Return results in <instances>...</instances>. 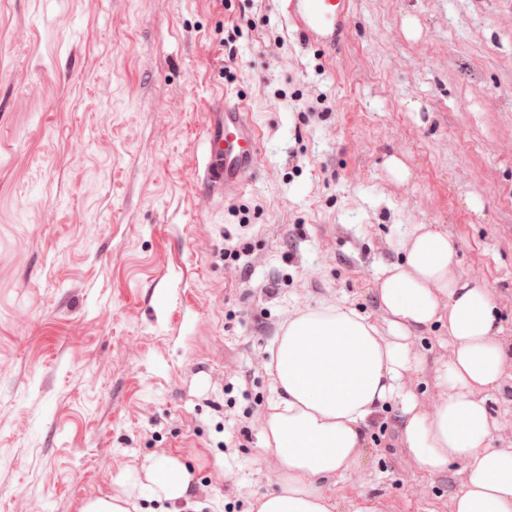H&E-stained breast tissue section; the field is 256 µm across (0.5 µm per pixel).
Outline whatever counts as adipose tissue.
<instances>
[{
	"mask_svg": "<svg viewBox=\"0 0 512 512\" xmlns=\"http://www.w3.org/2000/svg\"><path fill=\"white\" fill-rule=\"evenodd\" d=\"M456 255L448 233L414 228L403 262L377 278L390 337L346 305L310 308L288 320L268 364L275 396L261 421V451L278 459L280 473L255 512H334L337 478L357 463L370 422L392 403L422 470L461 466L452 512H512V448L494 447L491 429V402L503 392L512 351L501 339L491 288L454 276ZM442 321L450 354L427 409L405 383L424 365L411 341ZM192 481L180 457L162 455L120 471L111 492L85 499L81 512H182Z\"/></svg>",
	"mask_w": 512,
	"mask_h": 512,
	"instance_id": "adipose-tissue-1",
	"label": "adipose tissue"
}]
</instances>
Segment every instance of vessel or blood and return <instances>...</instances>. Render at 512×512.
<instances>
[{
    "label": "vessel or blood",
    "instance_id": "vessel-or-blood-1",
    "mask_svg": "<svg viewBox=\"0 0 512 512\" xmlns=\"http://www.w3.org/2000/svg\"><path fill=\"white\" fill-rule=\"evenodd\" d=\"M353 0H281L282 11L306 47H334L349 27ZM204 161L198 180L210 198L237 196L250 185L260 159V141L239 103L218 101L207 114Z\"/></svg>",
    "mask_w": 512,
    "mask_h": 512
}]
</instances>
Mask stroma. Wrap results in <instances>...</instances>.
<instances>
[{"label": "stroma", "instance_id": "stroma-1", "mask_svg": "<svg viewBox=\"0 0 512 512\" xmlns=\"http://www.w3.org/2000/svg\"><path fill=\"white\" fill-rule=\"evenodd\" d=\"M223 95L259 126L261 165L206 205ZM420 224L492 288L511 345L512 0H355L334 49L301 46L279 0H0V512H79L169 453L194 472L190 512H253L279 469L246 416L274 397L256 357L322 305L390 336L377 272ZM413 346L427 406L447 326ZM399 422L393 405L371 422L336 512L362 494L450 512L461 474L418 468Z\"/></svg>", "mask_w": 512, "mask_h": 512}]
</instances>
